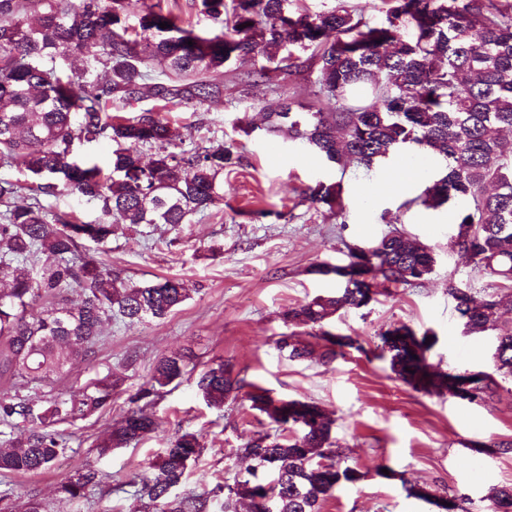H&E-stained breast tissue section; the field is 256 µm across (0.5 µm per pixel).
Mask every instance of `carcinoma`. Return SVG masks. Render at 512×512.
<instances>
[{
    "label": "carcinoma",
    "instance_id": "cac0c4a2",
    "mask_svg": "<svg viewBox=\"0 0 512 512\" xmlns=\"http://www.w3.org/2000/svg\"><path fill=\"white\" fill-rule=\"evenodd\" d=\"M163 2L81 0L75 10L69 0H0V165L28 176L0 179V473L50 469L68 451L56 426L111 406L110 373L77 399L53 387L73 358L95 354L105 323L161 320L188 299L180 280L133 282L84 252L83 242L104 247L128 224H187L224 201V169L237 163L232 150L214 141L186 144L161 113L200 111L224 95L214 74L260 59L241 77L248 85L264 82L271 67L289 75L307 69L324 97L305 105L276 99L267 107V131L287 133L328 163L355 162L369 171L413 146L416 157L441 163L421 195L402 207L455 201L454 246L475 271L503 283L481 293L448 279L464 332H496L492 369L435 370L426 359L428 335L420 338L406 325L382 332L374 357L389 359L416 390L467 384L471 401L493 400L502 382L512 381V326H500L512 314V146L502 139L512 130V0H380L385 21L376 25L346 9L311 13L292 0H199L212 24L206 34L163 12ZM100 68L104 79L95 77ZM143 102L148 107L126 115ZM93 142L112 146L110 170L78 159L76 146ZM145 147L154 150L147 163ZM59 193L94 202L97 219L50 213L43 201ZM306 199L343 215L339 181L318 182ZM371 245L361 271L352 252L344 264L315 268L338 288L284 313L288 324L307 331L280 336V354L305 360L320 346L322 361H332L337 349L357 344L324 329L332 317L368 305L379 278L409 286L434 270L433 250L398 229ZM395 333L400 338H391ZM185 368L180 357L159 358L134 407L96 444L98 454L155 432L146 408ZM19 379L41 392L39 399L13 390ZM196 386L219 410L243 388L222 361L201 371ZM248 398L286 434L260 432L238 449L252 465L233 483L180 496L175 490L203 446L194 432L176 433L149 464L158 474L128 483L143 512H210L221 492L223 512H237L243 499L251 512H319L337 487L364 477L336 460L334 420L317 404L275 399L258 387ZM58 493L103 498L112 484L86 467L62 481ZM489 500L488 512H512V487L491 488Z\"/></svg>",
    "mask_w": 512,
    "mask_h": 512
}]
</instances>
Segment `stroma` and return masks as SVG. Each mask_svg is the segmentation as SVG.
I'll list each match as a JSON object with an SVG mask.
<instances>
[{
    "label": "stroma",
    "instance_id": "1",
    "mask_svg": "<svg viewBox=\"0 0 512 512\" xmlns=\"http://www.w3.org/2000/svg\"><path fill=\"white\" fill-rule=\"evenodd\" d=\"M218 79L224 84L223 98L206 111L188 109L170 118L185 140L221 142L240 155L239 165L224 171L223 204L175 230L161 226L144 236L131 228L107 247L86 246L87 253L132 280H181L187 300L162 320L104 325L96 354L73 360L55 386L76 395L90 378L113 373L119 385L111 408L60 425L69 441L66 455L45 473L0 477V491L13 486L19 501L40 500L49 512H141V502L122 492L69 501L57 495L56 487L88 466L116 484L139 479L181 430L197 433L203 445L183 491L232 481L249 465L238 448L271 425L251 409L245 390L220 410L201 399L198 370L223 361L232 365L245 389L256 385L276 398L317 403L333 419L331 437L343 464L363 477L337 487L320 512H436L435 506L409 495L413 485L448 498L465 496L468 512H487L490 488L512 485V451H482L486 445L512 442V382H505L494 400L475 404L448 392L415 391L397 378L388 361L366 354L381 331L406 325L417 334L433 335L427 357L439 370H489L492 336L465 334L447 291L452 279L479 291L492 288L451 245L453 205L402 211L405 195L419 194L422 186L414 184L405 195L380 190L383 180L394 179L398 161L369 172L351 164L331 165L287 138L265 134L264 108L273 91L310 102L317 91L313 74L290 77L271 71L265 82L245 87L227 68ZM247 124L254 128L248 135L242 131ZM320 181L342 182L343 216L306 202L309 187ZM365 185L377 191L361 203L357 189ZM393 226L433 249L436 264L427 279L407 287L378 284L367 306L332 318L331 331L358 339L360 349H345L327 364L316 357L292 361L280 355L275 341L291 330L283 312L337 287L335 279L315 274V266L345 260L349 247L371 242ZM174 353L191 356L193 367L165 388L153 406L158 431L99 455L97 440L123 418L156 360Z\"/></svg>",
    "mask_w": 512,
    "mask_h": 512
}]
</instances>
